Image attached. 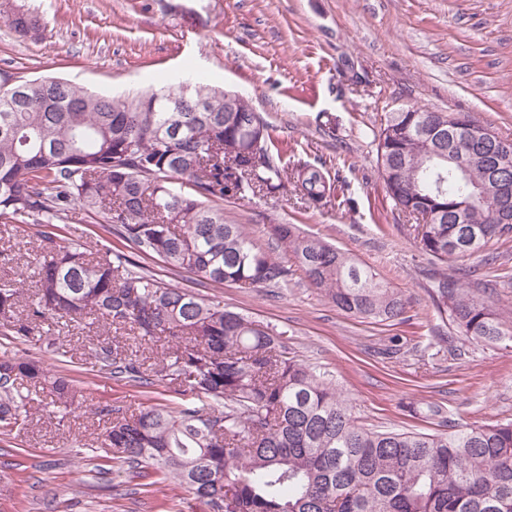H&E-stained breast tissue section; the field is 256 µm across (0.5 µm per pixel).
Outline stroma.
I'll return each mask as SVG.
<instances>
[{
	"label": "stroma",
	"mask_w": 512,
	"mask_h": 512,
	"mask_svg": "<svg viewBox=\"0 0 512 512\" xmlns=\"http://www.w3.org/2000/svg\"><path fill=\"white\" fill-rule=\"evenodd\" d=\"M38 10L47 28L21 41L0 13V83L56 76L121 96L183 77L245 95L273 129L276 162L321 167L330 202L309 207L292 189L228 201L224 215L266 244L270 224H294L373 266L408 299L407 321L345 314L298 271L287 284L202 293L249 319L286 331L297 358L350 396L377 429L438 430L436 403L456 423L512 419V349L462 337L433 301L441 265L416 247L411 221L389 196L373 143L380 117L403 106L466 112L512 140V0H12ZM328 115L332 131L319 125ZM36 229L0 225L16 267L38 253ZM469 286L512 327V242L495 264L471 260ZM55 348H48V340ZM100 327L59 321L0 355L35 358L78 389L67 414L34 394L23 425L0 435V512H205L174 484L143 492L101 448L107 421L176 405L168 380L150 387L101 371ZM103 465L99 476L94 465Z\"/></svg>",
	"instance_id": "35a3bbf8"
}]
</instances>
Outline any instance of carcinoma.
<instances>
[{"instance_id": "obj_1", "label": "carcinoma", "mask_w": 512, "mask_h": 512, "mask_svg": "<svg viewBox=\"0 0 512 512\" xmlns=\"http://www.w3.org/2000/svg\"><path fill=\"white\" fill-rule=\"evenodd\" d=\"M8 24L21 40L45 29L41 15L18 6ZM226 94L196 83L185 95L170 84L114 98L57 77L0 86V223L30 219L43 242L25 316L16 313L21 281L0 282V327L23 339L50 320L93 318L141 344L166 343L154 362L117 340L93 357L143 387L166 377L198 404H151L129 417L100 408L109 417L104 447L144 477L174 481L208 512H512V420L435 433L368 428L336 387L290 355L285 333L139 269L137 257L155 255L201 287L266 288L288 282L294 266L345 313H407L401 292L323 238L271 224L264 247L224 218V199L272 195L287 182L315 206L333 196L321 168L280 167L269 125L247 98ZM450 116L387 113L374 135L377 162L396 207L420 219L421 251L455 264L434 277L438 311L466 338L507 347L512 331L466 288L465 261L496 260L492 247L512 238V208L494 209L485 157L463 134H448V155L467 163L470 178L424 161ZM484 184L487 198L457 220L456 206ZM76 206L102 217L101 239L115 236L128 251L93 252L63 235L60 222ZM37 388L59 404L76 394L39 360L0 358L3 428L19 424ZM221 403L224 411L212 409Z\"/></svg>"}]
</instances>
